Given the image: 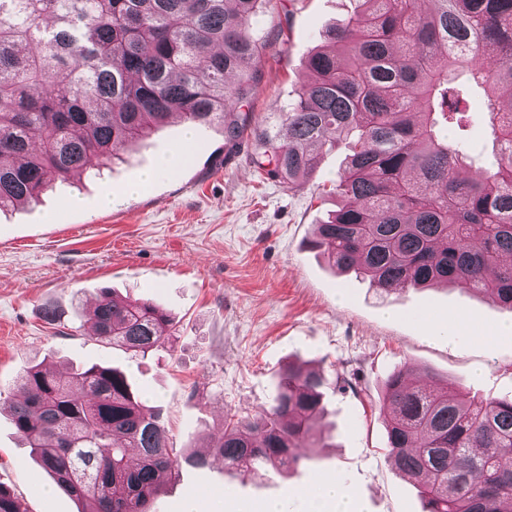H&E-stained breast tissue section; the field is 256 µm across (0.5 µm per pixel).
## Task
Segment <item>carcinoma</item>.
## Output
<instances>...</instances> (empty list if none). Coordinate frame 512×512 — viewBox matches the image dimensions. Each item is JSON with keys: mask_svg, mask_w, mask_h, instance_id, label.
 Listing matches in <instances>:
<instances>
[{"mask_svg": "<svg viewBox=\"0 0 512 512\" xmlns=\"http://www.w3.org/2000/svg\"><path fill=\"white\" fill-rule=\"evenodd\" d=\"M272 0H0V209L31 203L98 169L176 115L242 137L262 46L253 28ZM308 59L278 113L286 136L253 130L250 159L292 188L326 147L350 154L344 198L309 246L382 290L461 283L512 309V0H361ZM481 97L493 161L469 179L470 126ZM99 338L142 355L175 318L100 290L87 313ZM392 372L380 402L388 457L424 512H512V400L468 398L426 371ZM330 380L295 363L270 406L225 418L202 452L178 454L160 412L118 368L68 372L37 363L16 380L18 438L79 504L78 512H152L182 464L292 468L316 436ZM138 450V463L128 459ZM0 512H24L0 485Z\"/></svg>", "mask_w": 512, "mask_h": 512, "instance_id": "cac0c4a2", "label": "carcinoma"}]
</instances>
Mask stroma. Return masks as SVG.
I'll use <instances>...</instances> for the list:
<instances>
[{
  "label": "stroma",
  "mask_w": 512,
  "mask_h": 512,
  "mask_svg": "<svg viewBox=\"0 0 512 512\" xmlns=\"http://www.w3.org/2000/svg\"><path fill=\"white\" fill-rule=\"evenodd\" d=\"M357 8L358 0H273L255 26L266 48L252 122L269 121L288 102L322 33ZM183 145L176 169L156 170ZM252 150L251 138L228 142L219 125L184 141L174 117L107 162L103 179H76L38 203L1 210L0 389L39 362L120 368L186 452L220 434L227 413L267 408L281 370L306 363L337 386L325 397L323 437L301 446L298 467L219 473L185 465L154 512H181L192 492L203 495V512L221 495L255 505L284 499L289 512H307L302 492L323 476L340 479L363 512H424L387 457L383 381L397 368L428 369L466 395L512 399V335L449 345L434 328L461 318L494 333L512 322V310L458 285L386 292L338 274L307 242L338 207L331 188L348 147L323 152L313 179L295 188L261 176ZM151 168L152 182L127 193ZM107 191L114 200L104 209ZM103 288L167 309L175 335L144 356L101 341L86 313ZM49 307L58 321L46 320ZM8 403L0 397V485L24 512H77L16 436Z\"/></svg>",
  "instance_id": "1"
}]
</instances>
